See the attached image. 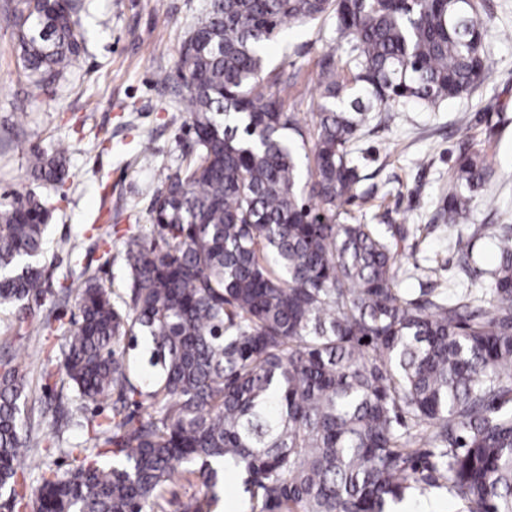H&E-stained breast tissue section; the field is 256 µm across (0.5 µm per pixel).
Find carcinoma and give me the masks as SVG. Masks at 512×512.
I'll list each match as a JSON object with an SVG mask.
<instances>
[{"label": "carcinoma", "instance_id": "obj_1", "mask_svg": "<svg viewBox=\"0 0 512 512\" xmlns=\"http://www.w3.org/2000/svg\"><path fill=\"white\" fill-rule=\"evenodd\" d=\"M0 0L36 98L76 66L74 0ZM210 0L176 64L194 141L163 173L155 236L119 235L129 277L115 300L84 268L60 366L86 445L54 470L23 438L29 381L0 358V490L19 512H168L175 476L200 484L176 512H217L224 472L246 475L243 512H395L442 490L458 512H512V227L492 233L487 288H398L404 229L362 224L345 205L363 180L352 143L387 104L469 94L487 72L484 0ZM336 21L348 49L319 59L312 121L286 109L288 80L265 46ZM39 187L70 179L62 148L35 149ZM488 167L463 151L443 202L462 271L486 227L468 224ZM54 208L35 189L0 197V306L36 320ZM370 341H364V338ZM147 343L149 373L127 350ZM112 399L100 421L90 403Z\"/></svg>", "mask_w": 512, "mask_h": 512}]
</instances>
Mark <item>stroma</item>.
<instances>
[{"instance_id":"obj_1","label":"stroma","mask_w":512,"mask_h":512,"mask_svg":"<svg viewBox=\"0 0 512 512\" xmlns=\"http://www.w3.org/2000/svg\"><path fill=\"white\" fill-rule=\"evenodd\" d=\"M210 0H83L77 20L85 38L79 65L48 92L32 100L25 114L14 102L28 80L13 52L16 29L0 19V194L31 188L26 158L32 148L64 147L72 179L63 186L65 201L48 227L46 284L33 306L63 327L78 317L63 288L76 282L79 265L97 271L115 293L128 287L121 244L102 241V228L117 225L133 234H151V203L160 175L183 160L192 141L171 90L157 83L173 69L198 16ZM480 14L485 30L488 74L470 94L435 107L417 104L377 107L358 133L354 148L363 179L348 205L368 224L404 227L397 264L445 267L456 271L458 256L449 246L452 233L440 221L455 160L476 150L490 167L486 193L496 205L475 204L470 221L496 227L512 224V0H486ZM344 50L333 19L289 30L268 48L269 65L285 70L292 86L286 107L308 122L320 101L318 60L328 45ZM467 114L468 125L457 122ZM80 242L71 258L67 242ZM61 335L15 332L12 313L0 310V351H9L33 381L25 406L28 429L40 448L57 437L84 443L70 426L74 394L62 387L58 362ZM52 378L44 380L41 370Z\"/></svg>"}]
</instances>
